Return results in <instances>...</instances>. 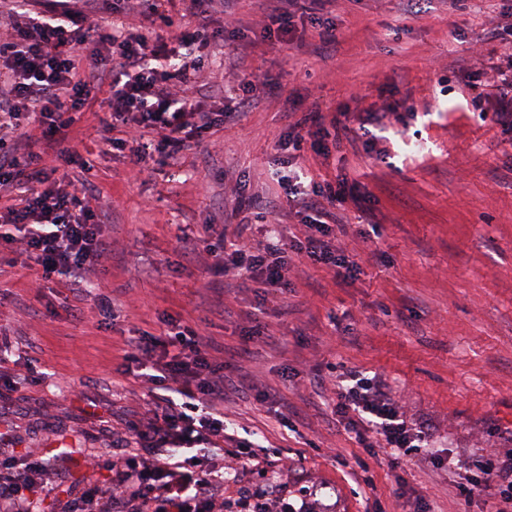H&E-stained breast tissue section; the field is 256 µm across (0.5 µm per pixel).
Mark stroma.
I'll use <instances>...</instances> for the list:
<instances>
[{"label":"stroma","instance_id":"stroma-1","mask_svg":"<svg viewBox=\"0 0 512 512\" xmlns=\"http://www.w3.org/2000/svg\"><path fill=\"white\" fill-rule=\"evenodd\" d=\"M264 8L229 0L207 17L197 94L220 99L235 69L256 73L240 123L204 135L175 165L155 155L137 167L126 151L97 153L106 112L95 99L60 142L91 156L87 178L110 203L111 252L88 284L36 283L25 255L0 240V365L33 379L0 397V447H124L130 424L164 405L144 377L121 372L127 343L163 338L181 320L211 340L233 381L228 427L261 446L225 480L224 512L256 490L294 503L315 486L334 488L333 512H492L462 475L338 427L329 381L349 370L381 378L434 425L440 453L466 460L512 446V130L493 122L498 102L483 75L501 42L490 23H512V0H303L336 37L291 46L263 39ZM228 31L235 66L224 61ZM315 102L326 114L348 109L373 142L326 157L306 148L297 160L318 182L345 178L370 192L344 211L348 233L335 240L360 274L338 278L303 256L285 290L211 274L204 225L235 232L241 195L284 201L266 174L271 141L285 113L303 117ZM388 106L398 120L371 128L369 113ZM377 249L389 265L375 264ZM99 294L114 318L98 312Z\"/></svg>","mask_w":512,"mask_h":512}]
</instances>
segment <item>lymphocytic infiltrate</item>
Masks as SVG:
<instances>
[{
    "label": "lymphocytic infiltrate",
    "mask_w": 512,
    "mask_h": 512,
    "mask_svg": "<svg viewBox=\"0 0 512 512\" xmlns=\"http://www.w3.org/2000/svg\"><path fill=\"white\" fill-rule=\"evenodd\" d=\"M74 12L68 0H54L42 11L7 14L12 33L0 42V190L16 192L13 203L0 211V222L21 232L23 251L44 281L61 273L86 275L108 254L101 237L107 203L90 206V182L54 176L42 164L46 149L67 139L97 92H105L110 114L98 133L99 152L124 148L137 162L150 149L178 157L192 140L242 117L245 95L254 86L244 74L238 84L225 86L220 107L196 99L206 27L191 35L171 27L151 37L120 23L79 24ZM356 141L340 116L325 119L315 103L274 147L297 152L307 144L325 155L330 146ZM269 177L286 185L288 201L300 206L309 230L304 242L255 244L222 235L209 247L211 271L246 285L282 288L291 283L298 255L338 277L356 271V262L326 237L346 230L335 222L336 206L365 202L358 187L343 179L325 186L308 176L296 180L281 170ZM157 355L162 361L151 381L170 398L162 414L131 427L133 440L148 446L145 456L132 464L116 458L105 466L100 455L87 454V469L108 470L106 486L53 500L43 477L62 469L61 455L24 452L1 459L0 512H44L49 504L58 512H215L220 481L195 462L200 445L224 434L218 409L224 401V365L186 325L176 326L162 344L150 337L132 341L126 360L143 366ZM336 414L359 441L373 437L387 448H418L423 463H442L430 449L428 427L408 419L392 392L363 372L337 381ZM468 468L490 490L495 512H512V448L475 455Z\"/></svg>",
    "instance_id": "1"
}]
</instances>
